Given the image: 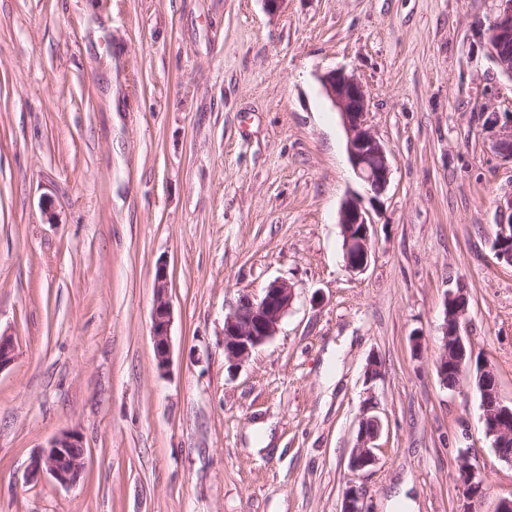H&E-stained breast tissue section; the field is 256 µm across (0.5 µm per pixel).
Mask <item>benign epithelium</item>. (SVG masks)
Returning a JSON list of instances; mask_svg holds the SVG:
<instances>
[{
    "instance_id": "1",
    "label": "benign epithelium",
    "mask_w": 512,
    "mask_h": 512,
    "mask_svg": "<svg viewBox=\"0 0 512 512\" xmlns=\"http://www.w3.org/2000/svg\"><path fill=\"white\" fill-rule=\"evenodd\" d=\"M495 15L489 27L487 48L500 71L512 79V0H494ZM324 93L338 112L347 134V156L356 176L365 184L372 198L387 188L390 164L387 151L371 129L368 121L367 94L362 83L343 70H332L321 76ZM490 127H501L499 150L512 158V119L500 125L499 115L486 114ZM499 238L494 240L497 258L512 265V196L500 205ZM342 250L346 268L352 273L366 270L373 250V223L369 213L355 197L347 198L339 211ZM294 299L292 286L285 280H275L259 297L242 295L224 318V357L238 365L260 346L271 340ZM468 314V297L464 290L447 293L444 299V318L441 326V345L434 366L443 386H448V369L456 366L477 370L476 390L481 397V421L493 447L512 438V406L502 403L498 395L497 375L486 359L475 361L466 346L462 327ZM174 320L168 297V274L159 264L154 276V302L151 312V336L155 365L164 375L171 366L170 331ZM16 359V347L9 334L0 333V371ZM381 422L375 415L363 414L356 444L349 458L354 471L376 463L373 441L379 434ZM84 443L82 434L68 430L53 438L48 446L32 460L31 471L47 474L56 483L69 486L76 483L83 468ZM457 468L463 498V512H474L487 493V475L477 461L474 448L458 454ZM342 512H369L366 494L351 485L343 495Z\"/></svg>"
}]
</instances>
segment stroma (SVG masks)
<instances>
[{
	"instance_id": "obj_1",
	"label": "stroma",
	"mask_w": 512,
	"mask_h": 512,
	"mask_svg": "<svg viewBox=\"0 0 512 512\" xmlns=\"http://www.w3.org/2000/svg\"><path fill=\"white\" fill-rule=\"evenodd\" d=\"M493 0H0V512H478L512 495L468 380L433 364L443 302L512 405V266L493 241L512 159L485 115L512 113L487 50ZM352 72L390 183L364 206L367 269L338 215L361 194L320 74ZM168 270L172 365L155 368L154 274ZM277 334L238 367L224 317L275 280ZM422 350L414 352L413 339ZM381 372L369 378V359ZM381 422L375 465L348 460ZM79 430L70 487L32 476ZM381 422L376 415H368V411L363 414L359 424L356 444L349 458V466L354 471L363 470L373 466L377 457L374 452L376 447L372 446L373 441L379 434ZM369 428V433L367 429ZM457 468L463 498L462 511H477L476 505L486 496L488 479L485 471L478 464L475 448L461 449L458 454Z\"/></svg>"
}]
</instances>
